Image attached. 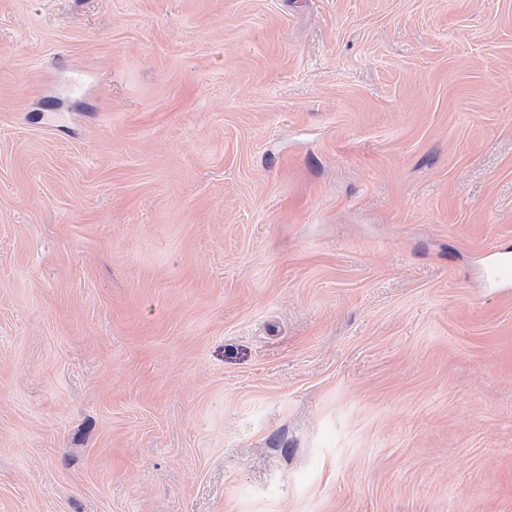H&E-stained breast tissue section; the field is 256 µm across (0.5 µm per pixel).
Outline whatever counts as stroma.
<instances>
[{
	"label": "stroma",
	"mask_w": 512,
	"mask_h": 512,
	"mask_svg": "<svg viewBox=\"0 0 512 512\" xmlns=\"http://www.w3.org/2000/svg\"><path fill=\"white\" fill-rule=\"evenodd\" d=\"M512 0H0V512H512ZM488 258L487 277L490 282L499 287L512 282V248L501 247Z\"/></svg>",
	"instance_id": "1"
}]
</instances>
